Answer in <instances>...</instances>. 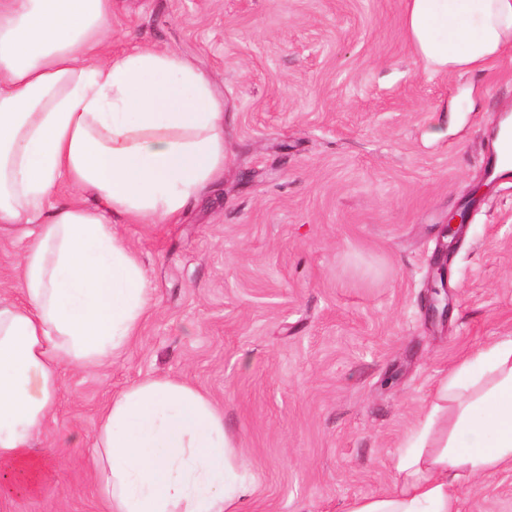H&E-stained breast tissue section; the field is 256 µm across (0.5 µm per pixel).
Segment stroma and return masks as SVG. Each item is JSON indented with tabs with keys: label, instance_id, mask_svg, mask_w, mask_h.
<instances>
[{
	"label": "stroma",
	"instance_id": "35a3bbf8",
	"mask_svg": "<svg viewBox=\"0 0 512 512\" xmlns=\"http://www.w3.org/2000/svg\"><path fill=\"white\" fill-rule=\"evenodd\" d=\"M404 2L112 0L113 51L147 43L211 77L224 173L169 221H115L154 307L121 355L61 371L44 485L0 496V512H104L98 416L155 376L223 412L244 512H343L390 487L437 378L512 336V175L472 195L494 118L512 116V47L478 73L431 72ZM442 249L452 311L433 324ZM462 496V512H512V471Z\"/></svg>",
	"mask_w": 512,
	"mask_h": 512
}]
</instances>
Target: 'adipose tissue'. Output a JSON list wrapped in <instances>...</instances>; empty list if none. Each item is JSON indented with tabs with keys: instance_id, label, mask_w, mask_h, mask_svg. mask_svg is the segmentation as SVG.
I'll list each match as a JSON object with an SVG mask.
<instances>
[{
	"instance_id": "obj_1",
	"label": "adipose tissue",
	"mask_w": 512,
	"mask_h": 512,
	"mask_svg": "<svg viewBox=\"0 0 512 512\" xmlns=\"http://www.w3.org/2000/svg\"><path fill=\"white\" fill-rule=\"evenodd\" d=\"M436 72L475 70L512 45V0H405ZM112 0H0V235L21 246L18 298H0V473L45 477L36 439L71 366L102 365L154 303L138 256L105 218L178 215L224 173V109L172 52L108 49ZM68 183L77 199L57 200ZM108 512H241L236 447L209 397L148 377L115 393L95 428ZM384 493L344 512H460L477 476L512 470V337L437 380Z\"/></svg>"
}]
</instances>
